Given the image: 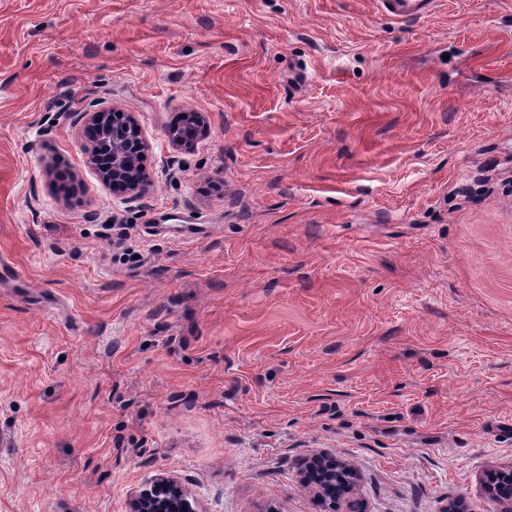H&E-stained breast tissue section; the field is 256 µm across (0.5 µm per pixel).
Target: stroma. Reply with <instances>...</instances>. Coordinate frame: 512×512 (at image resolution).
Here are the masks:
<instances>
[{"label": "stroma", "mask_w": 512, "mask_h": 512, "mask_svg": "<svg viewBox=\"0 0 512 512\" xmlns=\"http://www.w3.org/2000/svg\"><path fill=\"white\" fill-rule=\"evenodd\" d=\"M102 107L136 195L85 161ZM511 469L512 0H0V512L160 476L201 512H502ZM377 9L392 20H411L427 16L435 0H377ZM83 117L84 135L90 130L92 138L104 143L103 153L94 141L83 146L88 165L98 173L106 187L137 193L146 180L140 159L147 143L135 115L112 108L87 112ZM135 170L139 172L137 176L133 174ZM208 133V125L201 112L191 113V119L183 126H175L169 132L172 144L186 145ZM338 467L336 461L327 460L323 457H313L308 464L306 482L313 483L321 497L335 498L336 492L338 493L340 490V494L349 493L354 482V473L343 468L348 474V478L339 476L340 485H336V473L340 474ZM506 477L511 480L512 472L505 474L502 472L490 473L487 479L483 483L484 491L492 497L498 499L500 503L504 505L502 512L512 511V488L505 486L503 483H499V479Z\"/></svg>", "instance_id": "stroma-1"}]
</instances>
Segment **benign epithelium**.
<instances>
[{"instance_id": "1", "label": "benign epithelium", "mask_w": 512, "mask_h": 512, "mask_svg": "<svg viewBox=\"0 0 512 512\" xmlns=\"http://www.w3.org/2000/svg\"><path fill=\"white\" fill-rule=\"evenodd\" d=\"M84 130L91 137L103 141L104 146L91 142L83 146L86 162L99 175L106 187L114 186L128 193L139 191L146 180L140 164L147 143L140 125L131 112L100 109L84 113ZM208 133V125L201 112L191 113V119L183 126L169 132L172 144L186 145ZM340 473L336 462L314 457L308 464L306 482L315 485L319 496L336 497V492L347 493L353 485L354 473L348 477H336ZM512 478V472H494L483 483L484 491L504 505L502 512H512V488L501 483ZM131 512H199L186 491L171 478H159L132 500Z\"/></svg>"}]
</instances>
